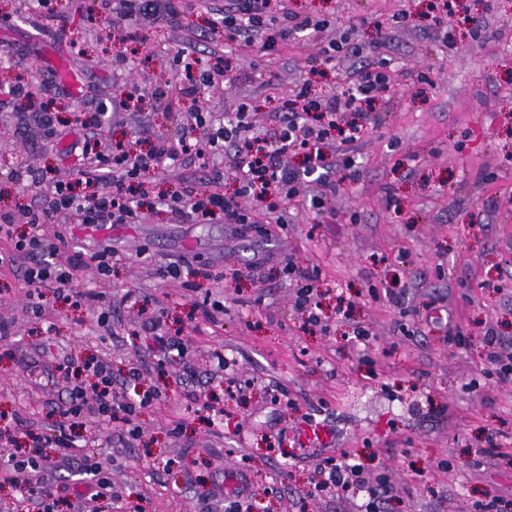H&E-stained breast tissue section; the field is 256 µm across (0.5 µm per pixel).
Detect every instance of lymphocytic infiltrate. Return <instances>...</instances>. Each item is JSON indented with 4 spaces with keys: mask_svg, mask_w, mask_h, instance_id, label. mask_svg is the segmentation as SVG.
I'll list each match as a JSON object with an SVG mask.
<instances>
[{
    "mask_svg": "<svg viewBox=\"0 0 512 512\" xmlns=\"http://www.w3.org/2000/svg\"><path fill=\"white\" fill-rule=\"evenodd\" d=\"M222 17L210 29L207 40L213 52H222L240 37H249L259 44L261 51L275 50L294 33L324 28L321 20L302 18L292 13L288 0H224ZM175 76L161 96L167 101L168 111L174 112L182 126L178 139L156 136L148 152L131 154L122 149L92 152L82 150V165L76 180L53 181L44 207L34 209L15 205L0 208V238L13 241V251L0 255V264L28 260L27 278L30 285L42 287L55 284L67 287L72 280L69 266L60 264V248L56 235L44 233L27 238L15 235L20 224H49L57 214L69 216L75 224H140L146 214L143 195L138 187L154 176L175 167L183 155L194 154L204 158L222 151L225 145L236 150L234 161L238 189L228 196L221 191L183 197L171 196L168 208L183 224H208L221 220L227 224L248 226L252 219L240 206L243 197L252 198L269 212H277L298 193L302 180L300 172L288 164L292 154L304 155L309 169L324 165L326 157L320 146L329 130L338 129L343 142L357 140L371 120L373 94L387 83L385 73L366 66L351 71L346 85L322 99L308 95L307 87H300L288 99L287 119L264 136L251 133L243 112L216 118L199 103H185L191 90L206 92L208 96L223 94L225 86L234 85L235 77L228 67H201L188 50H180L173 58ZM352 112L353 119L346 127H339L338 115ZM84 184L85 192H77L76 184ZM73 375L95 378L91 392L81 386L70 391V401L57 410L54 433H46L12 420L0 425V454L6 455L8 466L0 471V480L22 489L38 502L42 512H56L58 501L49 488L54 466L48 460L46 448L61 450L64 457H75L80 469L92 474L102 473V462L88 456H74L79 439L77 431L85 427L87 419L109 424L129 437H137L139 429L134 418L139 409L150 406L155 393H144L136 402L117 400L112 392L109 366L101 360H92L73 366ZM319 477L317 492L357 487L367 498L363 512H376L379 502L390 492L388 483L371 479L363 469L350 463L346 455L323 458L315 467Z\"/></svg>",
    "mask_w": 512,
    "mask_h": 512,
    "instance_id": "lymphocytic-infiltrate-1",
    "label": "lymphocytic infiltrate"
}]
</instances>
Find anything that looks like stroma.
Returning a JSON list of instances; mask_svg holds the SVG:
<instances>
[{
  "label": "stroma",
  "instance_id": "1",
  "mask_svg": "<svg viewBox=\"0 0 512 512\" xmlns=\"http://www.w3.org/2000/svg\"><path fill=\"white\" fill-rule=\"evenodd\" d=\"M290 0L291 11L326 21L278 52L242 47L229 55L238 82L211 111L252 104L258 133L277 126L287 92L308 85L328 94L350 64L310 73V56L332 40L385 59L388 89L378 91L373 119L345 154L327 146L336 192L323 217L311 203L320 189L304 182L286 206V223L247 240L227 224H178L164 206L174 194L213 190V170L233 194L232 150L184 156L152 180L142 224L71 223L58 215L64 256L82 243L117 250L109 278L86 261L68 298L45 289L44 318L21 313L26 266L0 267V415L19 412L51 427L67 404L64 358L109 362L112 389L128 400L154 389L131 439L107 425L91 428L85 449L110 460L106 472L125 512H225L228 467L251 477V504L267 512H359L353 491L315 493L321 458L349 455L370 477L394 488L379 512H475L487 496L512 502V467L479 455L487 436L512 451V380H499L485 358L495 331L512 343V0ZM50 33L36 32L27 0H0V89L25 79L39 102L0 108V170L71 178L75 138L102 148L119 143L147 151L156 135L180 128L153 92L171 81L172 58L186 42L209 63L204 35L212 12L190 0L176 20L114 28L100 0H55ZM127 62L114 72L112 55ZM79 75L81 96L59 92L60 70ZM126 97L107 113L103 134L76 130L74 115ZM61 139L44 140L39 103ZM318 268V324L305 323L295 300L302 285L286 263ZM174 264L180 278H160ZM194 283L196 291L185 288ZM144 305L127 301V292ZM224 312L203 315L207 292ZM367 335L356 339L354 328ZM162 337L169 360L151 344ZM225 369H218V360ZM142 372L128 377L131 366ZM235 396H228L229 383ZM217 397L221 415L201 410ZM313 423L332 437L317 451L289 449L286 432ZM58 512H111L67 470L57 475Z\"/></svg>",
  "mask_w": 512,
  "mask_h": 512
}]
</instances>
